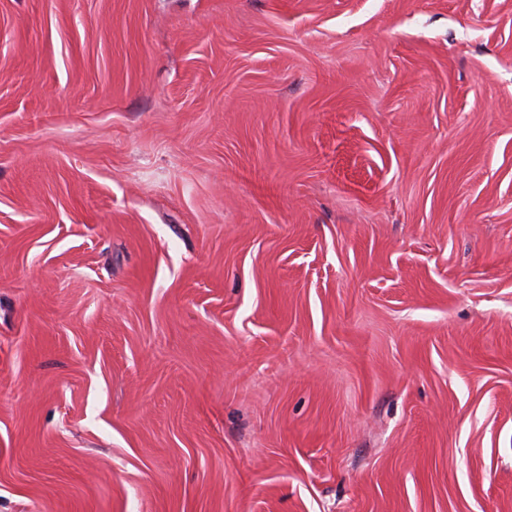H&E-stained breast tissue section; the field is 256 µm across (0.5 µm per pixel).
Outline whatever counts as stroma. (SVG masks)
<instances>
[{
	"instance_id": "obj_1",
	"label": "stroma",
	"mask_w": 512,
	"mask_h": 512,
	"mask_svg": "<svg viewBox=\"0 0 512 512\" xmlns=\"http://www.w3.org/2000/svg\"><path fill=\"white\" fill-rule=\"evenodd\" d=\"M0 512H512V0H0Z\"/></svg>"
}]
</instances>
